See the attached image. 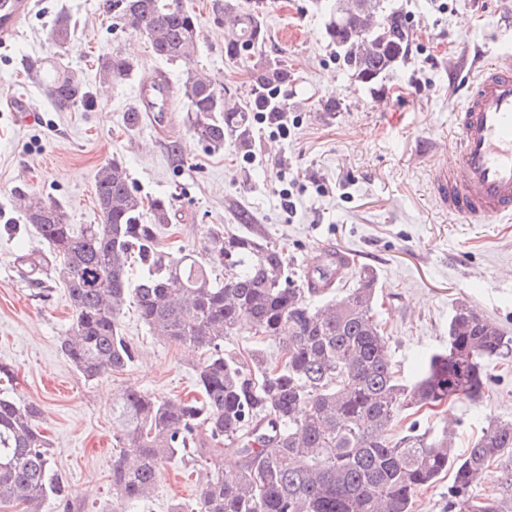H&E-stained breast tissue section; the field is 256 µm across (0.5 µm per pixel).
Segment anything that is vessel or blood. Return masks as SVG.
<instances>
[{
    "instance_id": "vessel-or-blood-1",
    "label": "vessel or blood",
    "mask_w": 512,
    "mask_h": 512,
    "mask_svg": "<svg viewBox=\"0 0 512 512\" xmlns=\"http://www.w3.org/2000/svg\"><path fill=\"white\" fill-rule=\"evenodd\" d=\"M34 0H0V39L16 38ZM137 109L164 128L172 110L167 80L143 84ZM455 165L436 167L433 189L450 215L468 224L512 220V53L482 65L454 114Z\"/></svg>"
}]
</instances>
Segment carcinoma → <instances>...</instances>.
Segmentation results:
<instances>
[{
    "label": "carcinoma",
    "mask_w": 512,
    "mask_h": 512,
    "mask_svg": "<svg viewBox=\"0 0 512 512\" xmlns=\"http://www.w3.org/2000/svg\"><path fill=\"white\" fill-rule=\"evenodd\" d=\"M325 32L347 72L372 83L408 60L412 26L393 0H317ZM125 27L144 35L156 55L191 60L198 47L197 18L183 0H114ZM213 23L224 28V57L249 75L244 104L226 106L227 91L186 72L183 95L196 135L219 149L225 139L252 143L257 113L285 111L278 89L288 70L266 48L265 0H210ZM69 18L54 21L57 47L74 34ZM48 60L28 70L59 109L93 103L79 75ZM103 84L128 75L133 63L115 53L98 63ZM98 224H69L57 202L30 197L26 222L46 254L21 256L35 275L51 263L68 289L72 323L62 354L87 382L130 366L138 350L122 336L125 309L159 341L200 350L194 363L197 395L159 398L128 387L112 403V512H131L149 499L167 465H195L231 457L228 468L207 474L196 502L176 501L170 512H413L417 492L450 470L448 512H512V420L494 419L466 455H451L452 437L417 423L399 431L400 416L448 403L478 402L490 383L486 362L512 357V336L465 303L448 321V347L431 352L424 374L400 382L374 312V272L315 306L312 300L342 282L327 259L304 279L261 237L208 230L203 259L160 243L171 223L169 204L144 198L114 159L95 174ZM150 223H145V217ZM141 273L132 277L134 260ZM273 342L277 353L244 358L224 349L240 327ZM40 406L0 394V508L75 512L54 468L51 443L40 427ZM504 461L502 496L477 498L472 487L491 463Z\"/></svg>",
    "instance_id": "1"
}]
</instances>
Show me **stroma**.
Segmentation results:
<instances>
[{
  "mask_svg": "<svg viewBox=\"0 0 512 512\" xmlns=\"http://www.w3.org/2000/svg\"><path fill=\"white\" fill-rule=\"evenodd\" d=\"M198 16L200 42L188 63L158 57L147 39L117 17L112 0H36L19 37L0 42V97H25L35 110L18 123L0 108V363L13 366L15 393L41 405L43 428L77 512H105L112 502V399L125 386L158 397L186 396L194 369L183 347L156 341L135 313L122 328L139 357L125 371L87 382L60 350L72 311L53 269L32 283L19 256L46 247L20 206L21 196L60 203L71 224H96L99 167L117 159L139 194L168 200L173 223L165 247L202 250L219 226L271 241L296 274L329 250L354 253L377 275V314L403 383L423 369L422 352L448 344L458 303L512 336V223L467 224L441 208L434 166L453 165V114L476 67L512 45V0H396L414 29L407 62L364 84L344 70L325 35L315 0H266L272 55L288 68V135L257 119L252 146L234 140L215 149L199 140L183 96L173 121L151 129L136 110V92L155 73L181 87L187 71L234 88L241 103L246 77L224 59V31L207 0H183ZM65 13L76 23L72 46L54 47L48 32ZM133 60L127 75L101 86L97 62L112 53ZM54 58L76 72L92 107L56 108L27 70ZM492 383L476 404L460 401L421 427L454 431L462 455L489 418L512 419V362L490 361ZM167 466L139 512H167L194 502L208 472Z\"/></svg>",
  "mask_w": 512,
  "mask_h": 512,
  "instance_id": "obj_1",
  "label": "stroma"
}]
</instances>
